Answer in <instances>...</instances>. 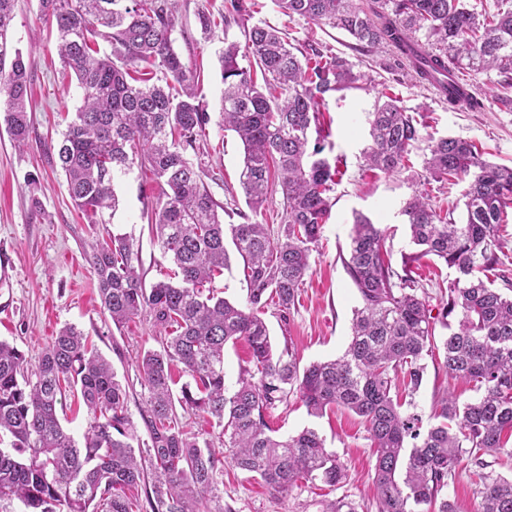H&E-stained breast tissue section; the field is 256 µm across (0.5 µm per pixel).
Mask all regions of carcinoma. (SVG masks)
Segmentation results:
<instances>
[{
  "label": "carcinoma",
  "mask_w": 512,
  "mask_h": 512,
  "mask_svg": "<svg viewBox=\"0 0 512 512\" xmlns=\"http://www.w3.org/2000/svg\"><path fill=\"white\" fill-rule=\"evenodd\" d=\"M16 0H0V112L15 145L29 136L28 76L13 41ZM178 0H39V12L55 32L63 73L75 77L83 103L53 147L75 207L99 213L115 209L117 175L137 165L162 186L151 230L176 270L145 283L134 262L133 240L112 234L93 245L103 310L120 327L150 317L161 347L137 363L147 396L141 442L128 412L125 387L111 365L89 346L75 325L59 330L38 364L0 341V502L19 501L23 512H234L224 504V466L288 495L304 483L336 487L346 473L336 453L313 428L285 439L270 435L266 417L298 395L314 417L332 408L353 412L374 444L377 512H456L445 489L463 476L477 488V512H512V478L488 470L484 456H512V295L492 287L489 272L501 264L504 210L512 203V168L481 159L471 141H430L425 159L435 181L467 182L465 216L458 224L419 193L406 201L411 242L419 252L402 256V271L379 225L358 214L343 263L361 306L351 339L332 360L300 367L296 352H273L263 318L273 304L287 318L295 306L332 206L339 173L323 156L320 114L326 97L353 88L364 75L342 57L310 47L297 51L277 28L258 24L245 46L224 43L218 54L224 82V130L243 149L240 185L257 209L269 186L281 187L285 224H224L223 209L204 170L188 156L210 123L197 97L198 75L175 51ZM283 14L347 32L362 48L393 45L420 81L463 70H495L512 88V8L496 0L495 12L478 13L463 0H384L387 12L362 0H275ZM111 45L100 51L99 42ZM247 61L243 66L240 61ZM146 64L157 82L132 75ZM258 67L263 83L252 68ZM371 145L365 167L392 174L405 166L420 139L415 119L393 96L370 113ZM243 261L246 301L215 295L214 280L229 267L226 237ZM433 255L456 276L448 285L444 324L419 297L413 264ZM246 339L255 369L237 386L225 385L224 348ZM442 360L450 378L472 383L479 396L462 401L445 393L428 425L393 398L422 384L424 356ZM191 382L173 392L172 367ZM70 394L87 409L79 442L59 417V398ZM209 418L206 438L191 433L178 410ZM222 452H217L214 443ZM152 483V491L139 489ZM345 497L320 504V512H359Z\"/></svg>",
  "instance_id": "cac0c4a2"
}]
</instances>
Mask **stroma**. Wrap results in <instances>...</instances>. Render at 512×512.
Wrapping results in <instances>:
<instances>
[{"label": "stroma", "instance_id": "35a3bbf8", "mask_svg": "<svg viewBox=\"0 0 512 512\" xmlns=\"http://www.w3.org/2000/svg\"><path fill=\"white\" fill-rule=\"evenodd\" d=\"M262 3L260 12L245 13L229 26L220 25L206 33L197 22L198 11L204 8L221 14L225 0H180L179 24L173 33L175 50L199 75L198 98L211 116L191 158L208 174V189L223 204L225 223L259 222L277 228L285 222L281 192H273L254 210L239 182L243 145L235 132L225 130L220 115L224 85L218 53L225 41L244 42L246 28L267 23L284 30L294 45L311 44L325 54L341 56L354 71L372 78L360 88L326 98L324 126L329 136L325 153L340 161L330 217L312 253L311 268L295 307L285 318L272 305L264 315L274 350L291 347L306 366L340 355L349 340L360 298L341 257L348 252L354 214L363 213L381 225L391 248L392 265L400 267L402 256L414 250L401 209L415 192L428 189L435 207L452 209L455 221L464 218V182L425 180L424 158L430 139H469L482 147L486 160L512 167V109L497 99L501 88L496 71L467 79L480 108L453 107L433 86L415 81L408 62L394 47L361 50L341 30L289 19L275 0ZM13 36L31 78V132L27 144L18 148L0 123V262L7 272L6 279H0V340L16 346L35 365L61 327L77 326L128 388V411L138 423L146 391L137 358L157 349V330L144 314L123 328L114 326L100 307L89 254L96 239L112 232L123 234L131 237L139 250L146 283L164 279L172 264L154 242L148 222L161 189L149 171L136 167L117 177L114 188L120 206L114 212L104 211L102 223H93L73 207L65 179L47 147L60 139L63 119L76 112L83 92L76 80L62 74L55 35L40 15L38 0H17ZM387 87L414 116L421 135L411 150L409 167L394 174L365 170L362 159L370 144L367 115ZM454 277V271L435 256L419 260V294L433 317L443 316L448 284ZM425 365L423 383L412 397L418 413L429 415L435 395L444 390L464 400L475 398L465 380L448 378L434 360H426ZM267 420L279 437L316 428L327 448L339 456L347 481L337 489L308 484L292 494L276 495L260 480L228 468L224 471V500L235 512H318L321 501L343 495L362 504L364 512H376L372 501L373 445L361 418L343 410L314 418L294 396L272 410Z\"/></svg>", "mask_w": 512, "mask_h": 512}]
</instances>
